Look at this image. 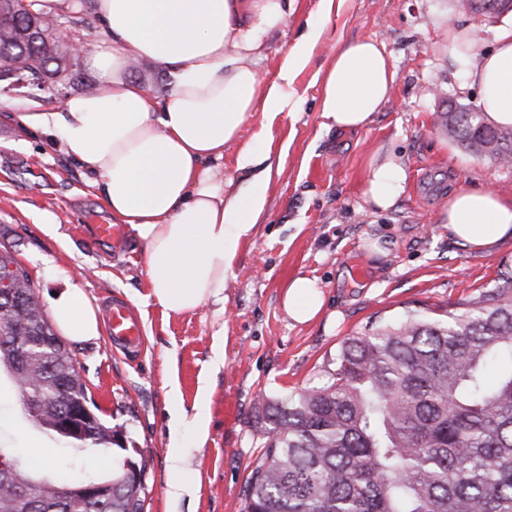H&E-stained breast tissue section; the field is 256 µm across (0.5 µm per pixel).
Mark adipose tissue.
Returning a JSON list of instances; mask_svg holds the SVG:
<instances>
[{
	"label": "adipose tissue",
	"mask_w": 512,
	"mask_h": 512,
	"mask_svg": "<svg viewBox=\"0 0 512 512\" xmlns=\"http://www.w3.org/2000/svg\"><path fill=\"white\" fill-rule=\"evenodd\" d=\"M298 0H95L106 38L86 62L106 90L68 96L60 111L26 112L22 123L60 140L94 184L116 223L131 227L148 265V300L169 315L224 301L241 244L265 212L269 176L261 163L270 143L243 142L255 111L275 116L301 111L295 82L307 67L322 30L308 25L281 55L272 77L259 64L267 39L282 31ZM470 29L451 36L449 56L460 90H477L491 123L512 125V23L501 26L494 48L475 56ZM145 62L168 78L163 95L134 81ZM396 70L382 42L362 39L333 56L322 80L326 127L357 131L388 102ZM241 149L237 168L248 173L242 191L228 195L217 170L225 146ZM396 158L370 164L364 194L376 208L392 207L405 191ZM442 223L468 251L488 253L512 239V196L491 190L453 193ZM55 324L74 342L97 338L99 318L79 288L50 296ZM324 305L315 280L293 278L283 306L296 322L313 320ZM210 400L200 393L170 429L169 487L178 495L192 483L180 466L189 443L203 445Z\"/></svg>",
	"instance_id": "1"
}]
</instances>
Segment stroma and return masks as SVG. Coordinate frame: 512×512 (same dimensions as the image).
I'll return each instance as SVG.
<instances>
[{
  "instance_id": "35a3bbf8",
  "label": "stroma",
  "mask_w": 512,
  "mask_h": 512,
  "mask_svg": "<svg viewBox=\"0 0 512 512\" xmlns=\"http://www.w3.org/2000/svg\"><path fill=\"white\" fill-rule=\"evenodd\" d=\"M308 22L324 31L296 81L302 111L274 118L258 111L244 129V139L263 133L283 151L270 173L266 214L242 243L223 306L186 315L169 316L146 302L148 266L133 230L116 251L89 244L90 225L112 221L100 188L52 137L22 132L19 103L57 111L72 88L51 97L0 82V247L29 273L40 300L73 284L94 308L119 298L140 315L144 341L137 356L125 355L105 334L68 347L89 399L120 433L107 456L84 453L83 469L110 471L136 449L146 463L145 512H242L246 480L264 452L257 425L263 398L325 385L342 343L367 325L412 311L445 318L449 307L512 270V240L475 254L458 246L441 222L455 191L512 196V166L468 154L438 120L449 104L478 103L476 92H461L452 74L449 24L470 27L480 54L493 46L500 20L456 8L455 0H343L327 14L320 0H298L287 26L268 40L263 75H272ZM357 39L384 42L397 76L372 124L339 132L324 125L316 75ZM389 153L405 166L407 191L383 211L367 202L364 187L370 161ZM298 275L316 280L324 295L322 314L306 324L293 322L282 306ZM218 336L224 364L213 375ZM208 374L209 436L204 447L184 451L198 489L173 497L170 388L179 386L184 407H191ZM1 442L26 456L40 448L53 469L66 467L70 456L25 418L19 392L7 384L0 386Z\"/></svg>"
}]
</instances>
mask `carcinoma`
Returning <instances> with one entry per match:
<instances>
[{"label": "carcinoma", "mask_w": 512, "mask_h": 512, "mask_svg": "<svg viewBox=\"0 0 512 512\" xmlns=\"http://www.w3.org/2000/svg\"><path fill=\"white\" fill-rule=\"evenodd\" d=\"M490 15L498 0H458ZM26 14L0 22V58L38 83L57 51L18 38ZM448 136L476 157L512 164V126L458 105L440 113ZM0 373L23 391L24 412L67 448H110L103 418L79 434L65 416L88 399L75 359L56 335L27 272L16 289ZM509 367L493 385L484 371ZM264 453L246 480L244 512H512V272L437 320L411 312L344 341L327 385L265 398ZM99 486L94 495L80 490ZM144 480L53 475L22 460L0 472V512H145Z\"/></svg>", "instance_id": "1"}]
</instances>
